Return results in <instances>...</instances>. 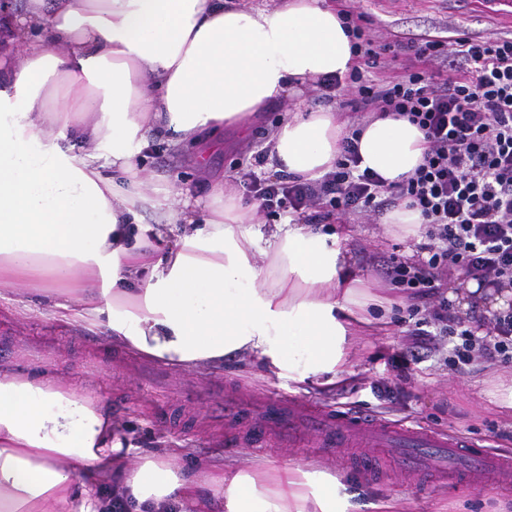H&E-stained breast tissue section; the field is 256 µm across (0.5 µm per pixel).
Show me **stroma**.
Here are the masks:
<instances>
[{
	"mask_svg": "<svg viewBox=\"0 0 512 512\" xmlns=\"http://www.w3.org/2000/svg\"><path fill=\"white\" fill-rule=\"evenodd\" d=\"M376 40L389 32H416L457 27L481 37H512V24L497 23L475 10L469 0H358ZM341 90L308 83L297 97L271 103L250 123L246 135L228 129L223 139L205 138L180 151L166 138L150 136L148 146L136 157V165L149 179L147 194L164 203L181 193L208 206L211 185L219 180L242 182L244 174L257 170L256 160L275 126L287 119L296 103L314 109L342 103ZM326 233L347 232L341 243L349 269L361 278L380 281L386 261H411L420 252L417 239L403 237L391 224L375 223L360 216L333 222ZM45 298L28 288H0V367L18 375L41 373L62 378L75 394L108 402L115 419L131 434L132 460L144 459L158 442L180 444L185 456L176 465L185 470L198 463H226L240 453L265 457L280 464L310 463L339 474L350 503L348 512H377L379 502L390 498L407 501L409 512H512V493L490 486L465 483L450 486L417 478L394 482L391 475L371 479L343 464L336 448L307 452L267 440L263 445L233 446L226 440L224 418L208 413L193 402L199 382H221L225 387L273 391L299 396L344 411L372 413L393 421L414 423L433 430L454 429L494 451L512 454V410L501 407L497 392L512 386V363L475 355L466 365L448 362L453 344L437 342L400 377L390 359L406 348L409 329L433 330L428 310L413 311L403 304L386 318V330L359 337L349 373L335 388L321 391L311 383L264 376L259 366L227 361L221 372L200 373L182 369V377L167 388L154 391L145 402L135 375L116 368L122 351L106 340L105 327L83 322L62 323L44 315Z\"/></svg>",
	"mask_w": 512,
	"mask_h": 512,
	"instance_id": "stroma-1",
	"label": "stroma"
}]
</instances>
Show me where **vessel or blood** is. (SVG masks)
Wrapping results in <instances>:
<instances>
[{"label": "vessel or blood", "instance_id": "vessel-or-blood-1", "mask_svg": "<svg viewBox=\"0 0 512 512\" xmlns=\"http://www.w3.org/2000/svg\"><path fill=\"white\" fill-rule=\"evenodd\" d=\"M226 415L249 409L258 427L293 448H359L372 454L387 451L400 472H432L442 481L472 483L512 490V455L495 453L452 432L428 430L316 405L296 396L254 393L243 396L215 386Z\"/></svg>", "mask_w": 512, "mask_h": 512}]
</instances>
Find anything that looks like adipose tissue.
Instances as JSON below:
<instances>
[{"mask_svg":"<svg viewBox=\"0 0 512 512\" xmlns=\"http://www.w3.org/2000/svg\"><path fill=\"white\" fill-rule=\"evenodd\" d=\"M351 43L326 0H13L0 6V285L52 297V318L106 324L113 345L201 373L246 356L268 375L333 388L355 339L396 295L350 275L335 236L267 224L232 181L197 211L175 198L157 226L123 191L152 133L183 148L243 125L307 82L345 76ZM346 113L295 108L263 168L315 181L336 167ZM78 138L80 159L64 149ZM108 144L105 164L96 151ZM361 168L398 182L422 163L407 118L364 126ZM180 233L164 253L147 233ZM267 244L257 252V241ZM102 401L0 369V512H348L340 478L252 456L177 472L175 448L134 462Z\"/></svg>","mask_w":512,"mask_h":512,"instance_id":"obj_1","label":"adipose tissue"}]
</instances>
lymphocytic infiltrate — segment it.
Listing matches in <instances>:
<instances>
[{"label":"lymphocytic infiltrate","instance_id":"obj_1","mask_svg":"<svg viewBox=\"0 0 512 512\" xmlns=\"http://www.w3.org/2000/svg\"><path fill=\"white\" fill-rule=\"evenodd\" d=\"M340 19L358 65L324 87L346 92L351 111L408 117L428 142L423 163L385 184L359 171L358 138L351 135L341 141L335 171L320 180L253 178L247 191L261 211L302 210L309 224L377 216L407 203L426 225L428 256L388 265L386 275L407 300L429 305L437 326L412 329L413 347L427 349L442 335L454 342L452 363L469 364L477 352L512 361V307L494 312L480 338L452 313L436 283L439 273L457 272L487 288L512 285V38L397 31L380 44L355 6L342 8ZM387 53L405 56L403 71L366 80L364 69L378 68Z\"/></svg>","mask_w":512,"mask_h":512}]
</instances>
